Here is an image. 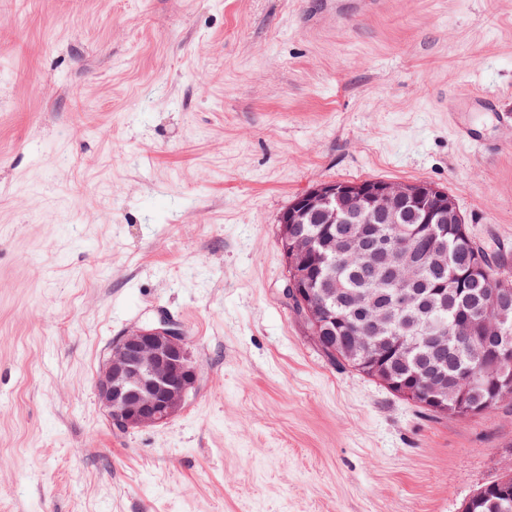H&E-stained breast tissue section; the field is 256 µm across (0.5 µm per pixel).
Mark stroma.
Returning <instances> with one entry per match:
<instances>
[{"instance_id":"stroma-1","label":"stroma","mask_w":512,"mask_h":512,"mask_svg":"<svg viewBox=\"0 0 512 512\" xmlns=\"http://www.w3.org/2000/svg\"><path fill=\"white\" fill-rule=\"evenodd\" d=\"M504 112L512 0H0V512H460L512 467V397L435 418L328 360L279 217L429 182L512 257ZM163 316L198 388L117 429L102 360Z\"/></svg>"}]
</instances>
